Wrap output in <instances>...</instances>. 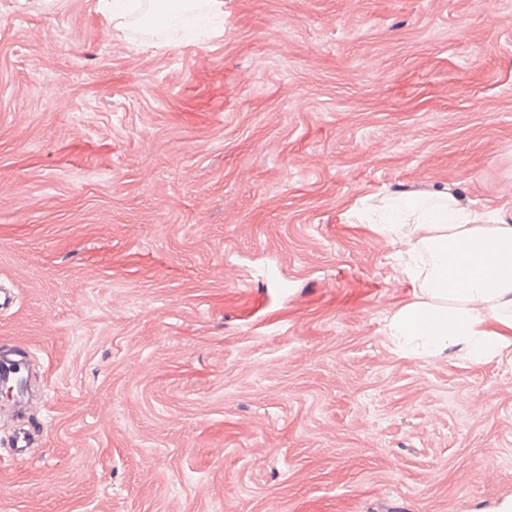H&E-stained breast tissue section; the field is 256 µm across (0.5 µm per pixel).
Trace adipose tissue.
<instances>
[{
	"label": "adipose tissue",
	"instance_id": "1",
	"mask_svg": "<svg viewBox=\"0 0 512 512\" xmlns=\"http://www.w3.org/2000/svg\"><path fill=\"white\" fill-rule=\"evenodd\" d=\"M361 218L403 246L414 290L388 328L404 355L456 348L481 364L512 352V221L502 210L463 207L441 192L429 204H386Z\"/></svg>",
	"mask_w": 512,
	"mask_h": 512
}]
</instances>
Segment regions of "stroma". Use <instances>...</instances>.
Instances as JSON below:
<instances>
[{
    "mask_svg": "<svg viewBox=\"0 0 512 512\" xmlns=\"http://www.w3.org/2000/svg\"><path fill=\"white\" fill-rule=\"evenodd\" d=\"M512 212V0H0V512H501L512 354L404 357L364 198ZM0 372L1 378L2 375H4L7 378L10 377V379L12 380L16 376H19L26 380V386L24 390L19 394H15V402L17 406H24L29 397V365L27 361L26 351L21 353L16 350H4L0 348ZM14 372L19 373L15 374ZM32 444V431L29 428L19 427L15 430L11 442L12 460L25 461L29 457V448Z\"/></svg>",
    "mask_w": 512,
    "mask_h": 512,
    "instance_id": "obj_1",
    "label": "stroma"
}]
</instances>
